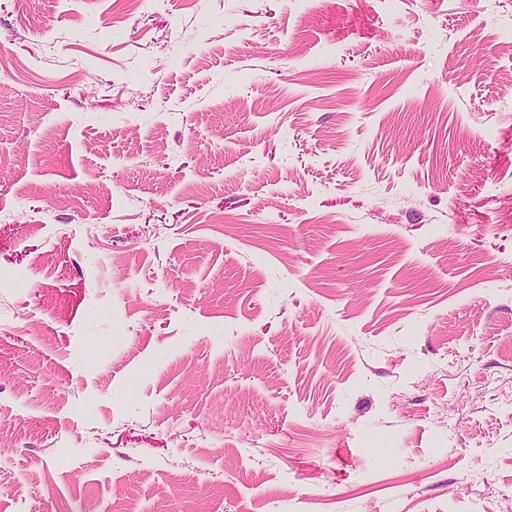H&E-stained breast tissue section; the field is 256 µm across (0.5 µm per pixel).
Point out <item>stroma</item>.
Listing matches in <instances>:
<instances>
[{
  "label": "stroma",
  "instance_id": "35a3bbf8",
  "mask_svg": "<svg viewBox=\"0 0 512 512\" xmlns=\"http://www.w3.org/2000/svg\"><path fill=\"white\" fill-rule=\"evenodd\" d=\"M511 78L512 0H0V512H512Z\"/></svg>",
  "mask_w": 512,
  "mask_h": 512
}]
</instances>
